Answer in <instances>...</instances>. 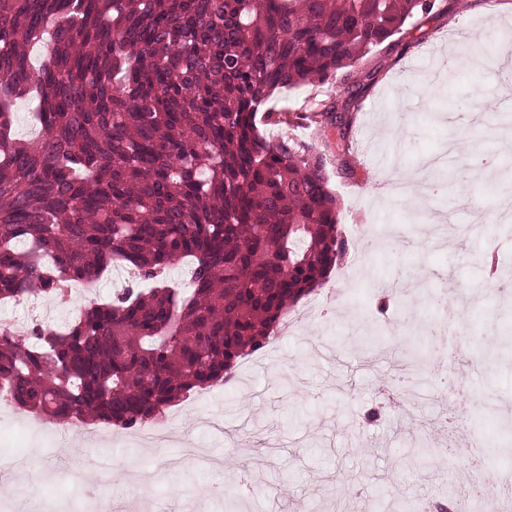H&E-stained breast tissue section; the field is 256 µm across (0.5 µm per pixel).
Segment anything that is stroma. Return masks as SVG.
<instances>
[{"label": "stroma", "instance_id": "obj_1", "mask_svg": "<svg viewBox=\"0 0 512 512\" xmlns=\"http://www.w3.org/2000/svg\"><path fill=\"white\" fill-rule=\"evenodd\" d=\"M447 0L373 52V78L348 112L344 141L336 131L290 119L322 152L339 224L350 255L316 296L326 315L288 339L241 359L245 384H217L173 408V443L147 448L125 430L66 443L59 427L30 424L27 413L0 416V458L16 461L10 479L44 475L42 500L60 512H89L85 479L59 474L58 450L113 460L135 470L130 495L144 512L163 502L183 512H397L408 502L450 504L491 468H512V226L496 222L511 182L482 181L466 192L396 193L397 174H420L439 153L454 114L486 156L512 176V70L461 65L427 92L428 74L449 54L480 37L493 55L512 28V0ZM342 80L317 81L283 92L273 112L311 99L340 98ZM410 280L403 306H382L376 282L397 269ZM444 292L464 313L469 356L443 360L415 385L416 399L395 411L386 393L399 373L401 351L425 348L415 325L436 321L432 296ZM465 381L479 400L445 438L440 418L454 415L450 388ZM377 419H368L371 410ZM440 450L430 465L410 454L422 440Z\"/></svg>", "mask_w": 512, "mask_h": 512}]
</instances>
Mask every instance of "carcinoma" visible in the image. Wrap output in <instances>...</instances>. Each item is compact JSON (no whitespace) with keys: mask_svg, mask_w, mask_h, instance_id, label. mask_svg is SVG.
<instances>
[{"mask_svg":"<svg viewBox=\"0 0 512 512\" xmlns=\"http://www.w3.org/2000/svg\"><path fill=\"white\" fill-rule=\"evenodd\" d=\"M439 0H0V303L126 267L144 284L64 326L0 332V392L51 422L153 425L233 377L348 245L322 154L262 134L281 89L359 67ZM35 103L37 137L16 135ZM190 259L191 287L167 271ZM433 353L409 355L408 376Z\"/></svg>","mask_w":512,"mask_h":512,"instance_id":"cac0c4a2","label":"carcinoma"}]
</instances>
